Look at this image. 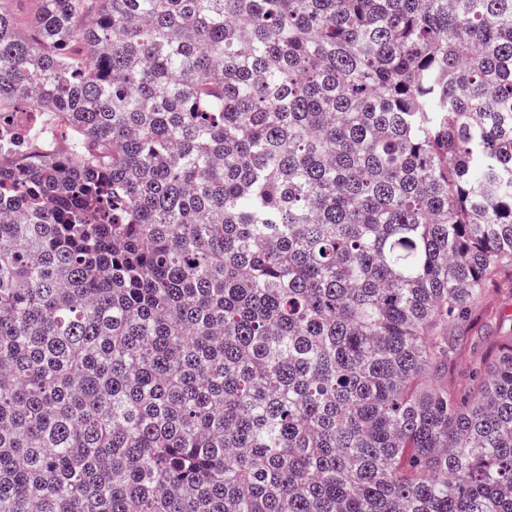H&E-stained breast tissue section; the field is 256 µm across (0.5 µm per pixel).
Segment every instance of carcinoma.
Masks as SVG:
<instances>
[{"label":"carcinoma","mask_w":512,"mask_h":512,"mask_svg":"<svg viewBox=\"0 0 512 512\" xmlns=\"http://www.w3.org/2000/svg\"><path fill=\"white\" fill-rule=\"evenodd\" d=\"M31 101L0 512H512V0H0ZM41 8V0H15L12 9L18 28L29 35L32 33V21ZM501 311L512 312V295L506 291L492 292L479 304L473 322L448 329L449 341L454 340L458 351L448 366V381L464 388L470 383L472 371L481 360L487 358L484 368L490 364L493 336L499 333L494 316Z\"/></svg>","instance_id":"1"}]
</instances>
